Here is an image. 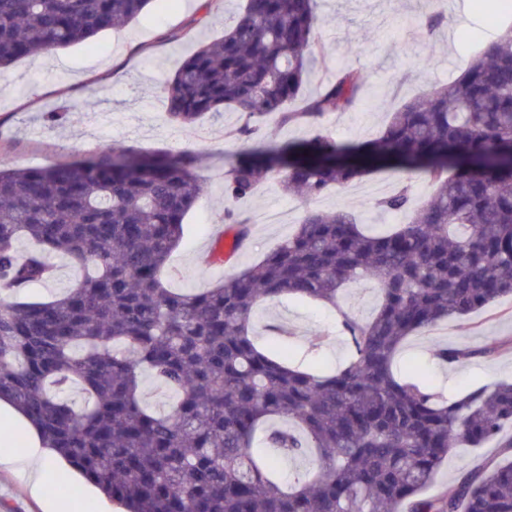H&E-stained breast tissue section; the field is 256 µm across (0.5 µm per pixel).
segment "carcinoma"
Returning <instances> with one entry per match:
<instances>
[{"label":"carcinoma","mask_w":512,"mask_h":512,"mask_svg":"<svg viewBox=\"0 0 512 512\" xmlns=\"http://www.w3.org/2000/svg\"><path fill=\"white\" fill-rule=\"evenodd\" d=\"M151 2L0 0V69L86 43ZM315 2L244 0L224 35L163 83L176 125L239 113L246 147L224 173L225 198L247 199L272 177L307 204L292 234L215 286L175 292L162 281L205 194L194 156L103 144L52 167H0V399L126 512H512V435L500 436L512 426V382L452 400L396 367L407 338L512 296V26L454 81L405 102L375 140L318 134L271 146L260 136L268 116L313 125L347 111L363 86L345 71L301 98L326 51ZM391 160L434 185L415 209L409 181L376 201L412 209L407 223L373 233L346 208L308 207ZM224 223L235 252L249 219L228 208ZM22 237L38 244L25 257ZM53 256L83 275L50 299L19 298L54 277ZM366 277L380 301L360 319L338 301ZM280 296L336 309L350 349L343 366L324 373L255 344L259 302ZM485 353L435 350L446 363ZM146 375L169 410L145 404ZM75 388L80 406L68 396ZM279 418L288 426L270 425ZM262 428L284 457L315 453L318 472L283 487L252 453ZM497 436L509 461L423 496L454 445Z\"/></svg>","instance_id":"cac0c4a2"}]
</instances>
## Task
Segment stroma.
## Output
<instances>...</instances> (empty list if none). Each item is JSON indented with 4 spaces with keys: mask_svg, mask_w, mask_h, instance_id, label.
Here are the masks:
<instances>
[{
    "mask_svg": "<svg viewBox=\"0 0 512 512\" xmlns=\"http://www.w3.org/2000/svg\"><path fill=\"white\" fill-rule=\"evenodd\" d=\"M498 0H317L323 20L319 30L327 53L303 87L315 95L336 73L360 70L364 86L354 106L325 115L318 126H279L269 120L267 138L285 145L310 138L322 130L337 142L356 144L377 137L392 112L404 101L453 81L483 47L496 41L512 20L496 17ZM201 0H152L132 22L99 34L94 46L77 44L14 62L0 73V164L11 167H50L94 152L109 143L140 154L185 152L198 156L197 174L206 193L187 218V233L171 255L164 281L184 290L213 286L224 275L258 262L292 233L302 204L286 194L278 181H267L255 196L237 202L252 219L250 244L236 260L207 261L212 236L222 227L224 173L241 149L229 132L238 113L206 116L195 127L173 126L161 84L200 44L223 35L235 21L240 0H215L206 21L192 37L182 28L200 13ZM445 17L434 35L420 24L432 11ZM94 100L92 111L63 124L47 119L53 111ZM397 170L374 172L343 189H331L314 200L315 208L352 210L365 226L384 231L406 223L403 213L375 208L380 197L397 187ZM288 328L274 335L272 325ZM253 332L262 346L288 350L295 361L319 360L333 370L348 356V344L336 327V311L317 302L288 298L262 303L253 317ZM326 344L312 350L315 337ZM512 297H505L427 333L411 336L399 362L416 365L429 384L444 395L469 388L512 382ZM437 347L481 349V356L452 366L436 358ZM495 441L478 448L453 449L426 489L442 496L470 468L498 458ZM0 512H42L20 471L0 469Z\"/></svg>",
    "mask_w": 512,
    "mask_h": 512,
    "instance_id": "1",
    "label": "stroma"
}]
</instances>
